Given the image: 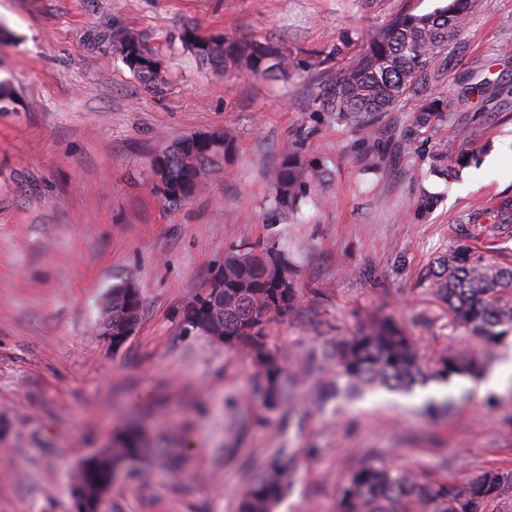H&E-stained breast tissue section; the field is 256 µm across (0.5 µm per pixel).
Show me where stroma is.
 <instances>
[{"label":"stroma","mask_w":512,"mask_h":512,"mask_svg":"<svg viewBox=\"0 0 512 512\" xmlns=\"http://www.w3.org/2000/svg\"><path fill=\"white\" fill-rule=\"evenodd\" d=\"M444 0H0V512H74L79 464L113 433L138 426L149 448L184 457L149 481L123 475L103 512H235L251 474L287 449L296 480L278 512H336L360 461L465 481L512 471V388L483 377L512 360L448 316L437 260L460 245L512 269V162L491 164L512 137V0H476L420 91L363 122L320 113L318 96L398 13ZM269 39L294 70L271 80L202 65L181 35ZM135 34L161 79L125 62ZM448 102L430 122L427 94ZM228 131L235 152L203 192L177 206L150 190L148 157L168 141ZM439 149L473 166L427 175ZM324 160L328 174L293 217L269 200L283 156ZM434 204L420 209L422 197ZM279 246L298 290L269 330L290 381L268 407L241 350L185 332L178 312L224 266L232 246ZM130 280L142 308L118 348L100 334L101 303ZM414 336L426 371L447 346L474 374L403 394L378 389L318 402L333 379L325 342L376 317ZM444 392L451 407L424 412ZM317 456H307V449Z\"/></svg>","instance_id":"obj_1"}]
</instances>
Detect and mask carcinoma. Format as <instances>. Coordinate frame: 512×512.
I'll list each match as a JSON object with an SVG mask.
<instances>
[{
  "label": "carcinoma",
  "mask_w": 512,
  "mask_h": 512,
  "mask_svg": "<svg viewBox=\"0 0 512 512\" xmlns=\"http://www.w3.org/2000/svg\"><path fill=\"white\" fill-rule=\"evenodd\" d=\"M472 0H449L432 12L399 14L370 35L366 47L349 66L336 73L320 95V107L340 120H356L366 114L387 112L412 92L428 67L448 49L462 28ZM182 43L205 64L224 69H245L254 75L288 78L291 54L283 45L252 37L204 38L192 28L184 29ZM447 103L427 99L419 122L424 124ZM224 147L209 146L189 135L171 140L150 160L151 174H160L166 189L156 183L150 190L168 206L176 207L199 194L208 173L235 151V137L219 135ZM468 164L464 154L448 156L436 151L429 158V171L446 175ZM327 174L324 162L302 155L285 156L273 170L270 201L284 213H296L310 198L314 185ZM288 257L272 246L230 247L224 256V288L218 293L197 292L181 309L185 319L204 300L216 312L217 330L224 346L245 350L263 373L267 404L275 407L288 399L283 382V361L272 349L269 327L291 309L297 299L293 282H284L282 269ZM437 291L455 319L485 343L494 345L502 337L498 328H512V271L489 264L462 247L439 260ZM142 301L139 289L125 281L112 287L105 301L104 317L112 330L120 331L138 321ZM336 368V392L362 387H385L409 391L423 377L419 353L412 336L390 319L370 322L358 332L336 340L326 354ZM473 365L463 354L448 350L438 360L435 376L446 382L454 375L470 374ZM128 453L139 456L136 475L146 478L158 464L148 459V449L139 446L135 428L118 432L117 442L101 451L96 468L85 477L90 502L99 500L101 486L108 482L112 465ZM175 458L160 466L173 467ZM287 463L272 461L240 494L236 512H275L295 479ZM512 487V472L488 469L465 482L430 478L412 470L384 464L364 463L353 469L341 488L336 512H485L488 504Z\"/></svg>",
  "instance_id": "1"
}]
</instances>
